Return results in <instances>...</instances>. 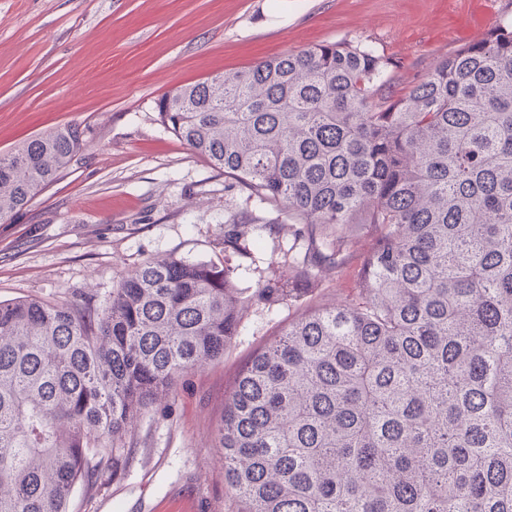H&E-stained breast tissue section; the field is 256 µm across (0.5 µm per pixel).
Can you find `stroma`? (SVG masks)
I'll use <instances>...</instances> for the list:
<instances>
[{
    "mask_svg": "<svg viewBox=\"0 0 512 512\" xmlns=\"http://www.w3.org/2000/svg\"><path fill=\"white\" fill-rule=\"evenodd\" d=\"M510 18L512 0H0V152L70 124L89 138L31 206L0 220V301L87 289L104 300L149 257L221 258L231 212L275 218L162 125L156 102L174 87L346 41L399 61V94ZM294 241L290 228L255 232L239 286L251 294L287 272ZM356 286L350 271L322 275L304 297L246 304L223 361L137 420L117 475L77 487L70 512H238L213 446L227 394L288 322Z\"/></svg>",
    "mask_w": 512,
    "mask_h": 512,
    "instance_id": "stroma-1",
    "label": "stroma"
}]
</instances>
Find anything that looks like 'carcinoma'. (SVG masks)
<instances>
[{
  "label": "carcinoma",
  "mask_w": 512,
  "mask_h": 512,
  "mask_svg": "<svg viewBox=\"0 0 512 512\" xmlns=\"http://www.w3.org/2000/svg\"><path fill=\"white\" fill-rule=\"evenodd\" d=\"M361 43L262 60L161 96V123L305 241L256 299L357 261L358 294L288 324L214 428L239 512H512V23L404 95ZM87 146L69 125L0 153V219ZM149 258L108 300L0 302V512H68L117 472L134 421L224 358L245 291L233 255ZM369 248L355 255L348 229Z\"/></svg>",
  "instance_id": "1"
}]
</instances>
